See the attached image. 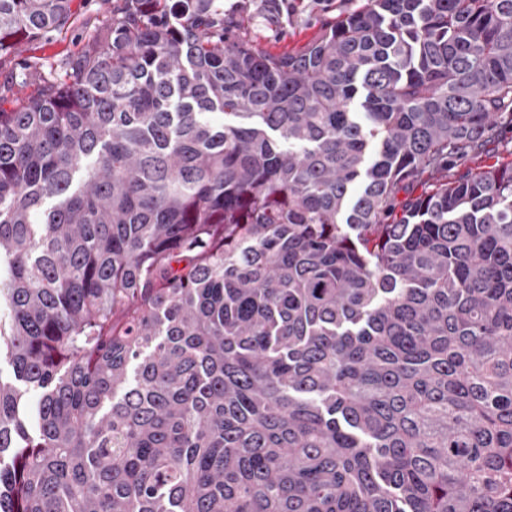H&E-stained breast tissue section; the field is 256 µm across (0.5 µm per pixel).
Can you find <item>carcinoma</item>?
<instances>
[{
  "label": "carcinoma",
  "instance_id": "cac0c4a2",
  "mask_svg": "<svg viewBox=\"0 0 512 512\" xmlns=\"http://www.w3.org/2000/svg\"><path fill=\"white\" fill-rule=\"evenodd\" d=\"M499 121L512 0L281 55L118 0L0 106V512H512V161L448 179Z\"/></svg>",
  "mask_w": 512,
  "mask_h": 512
}]
</instances>
